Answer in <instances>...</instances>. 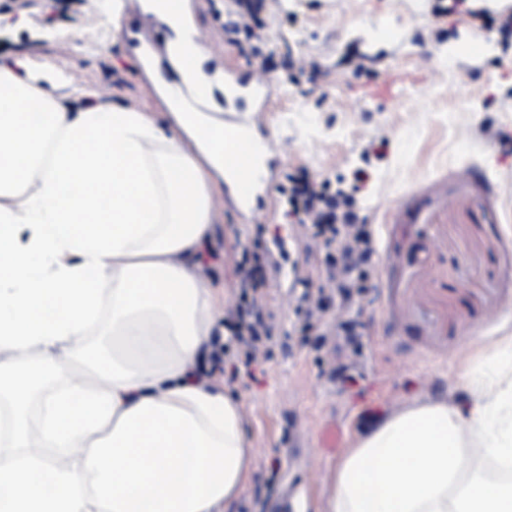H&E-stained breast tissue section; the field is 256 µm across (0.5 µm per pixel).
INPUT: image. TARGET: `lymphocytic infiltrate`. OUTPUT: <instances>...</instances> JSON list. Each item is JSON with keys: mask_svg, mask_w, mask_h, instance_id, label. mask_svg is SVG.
Returning a JSON list of instances; mask_svg holds the SVG:
<instances>
[{"mask_svg": "<svg viewBox=\"0 0 512 512\" xmlns=\"http://www.w3.org/2000/svg\"><path fill=\"white\" fill-rule=\"evenodd\" d=\"M288 202L299 223L309 225L314 239L325 248L322 273L329 293L304 292L301 297L306 320L320 319L329 299L351 307L365 287L373 266L376 241L367 225L361 224L355 198L344 190L329 191L309 177L292 178ZM239 293L228 313L227 325L238 349L229 355V379H236L240 365H251L253 352L270 340L273 327L255 295L263 284L260 260L238 268Z\"/></svg>", "mask_w": 512, "mask_h": 512, "instance_id": "obj_1", "label": "lymphocytic infiltrate"}]
</instances>
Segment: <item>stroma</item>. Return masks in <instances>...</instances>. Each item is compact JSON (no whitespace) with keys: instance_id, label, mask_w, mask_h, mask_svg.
I'll return each instance as SVG.
<instances>
[{"instance_id":"1","label":"stroma","mask_w":512,"mask_h":512,"mask_svg":"<svg viewBox=\"0 0 512 512\" xmlns=\"http://www.w3.org/2000/svg\"><path fill=\"white\" fill-rule=\"evenodd\" d=\"M134 0H0V64L45 65L102 103L165 111L126 30ZM266 36L272 97L261 116L281 144L254 224L216 198L199 275L217 310L238 287L236 264L254 241H286L273 255L262 302L276 326L272 356L224 380L216 326L197 382L239 401L255 463L231 512H318L329 472L353 442L415 398L462 400L464 361L512 330V47L497 32L512 0H253ZM208 34L206 71L257 69L248 47L224 40V0L186 13ZM366 61L370 75L357 76ZM320 69L308 81L300 69ZM317 181L354 173L360 215L378 256L350 311L362 334L350 382L294 330L292 272L317 280L322 255L289 216L286 174Z\"/></svg>"}]
</instances>
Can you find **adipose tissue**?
<instances>
[{"mask_svg": "<svg viewBox=\"0 0 512 512\" xmlns=\"http://www.w3.org/2000/svg\"><path fill=\"white\" fill-rule=\"evenodd\" d=\"M74 97L50 69L0 64V400L20 450L0 460V512H218L254 464L239 403L193 379L224 144L201 117ZM106 281L109 342L86 351ZM509 353L512 333L483 346L463 402L412 400L360 438L322 512H512V481L479 478L512 465ZM78 354L30 434V394Z\"/></svg>", "mask_w": 512, "mask_h": 512, "instance_id": "1", "label": "adipose tissue"}]
</instances>
